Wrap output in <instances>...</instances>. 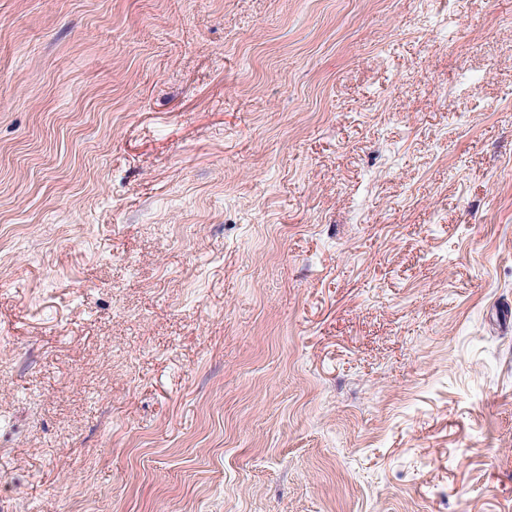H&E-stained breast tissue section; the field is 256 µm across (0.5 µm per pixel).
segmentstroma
Returning <instances> with one entry per match:
<instances>
[{"mask_svg": "<svg viewBox=\"0 0 512 512\" xmlns=\"http://www.w3.org/2000/svg\"><path fill=\"white\" fill-rule=\"evenodd\" d=\"M0 512H512V0H0Z\"/></svg>", "mask_w": 512, "mask_h": 512, "instance_id": "35a3bbf8", "label": "stroma"}]
</instances>
